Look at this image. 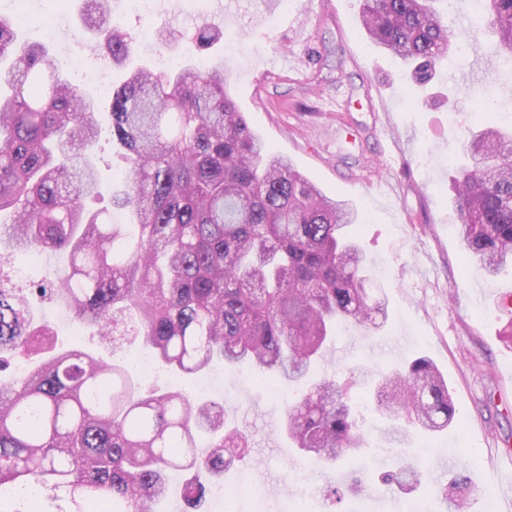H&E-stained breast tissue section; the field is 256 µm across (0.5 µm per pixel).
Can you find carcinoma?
<instances>
[{
	"label": "carcinoma",
	"instance_id": "1",
	"mask_svg": "<svg viewBox=\"0 0 512 512\" xmlns=\"http://www.w3.org/2000/svg\"><path fill=\"white\" fill-rule=\"evenodd\" d=\"M86 2L94 27L110 0ZM361 2L364 33L418 83L459 44L436 0ZM475 23L497 37L512 66V0H487ZM99 34L112 64L126 66L131 39ZM221 37L205 23L189 40L207 49ZM231 79L223 60L203 68L189 57L167 71L133 68L112 88V142L128 163L112 205L127 222L105 223L84 205L99 186L90 156L100 136L96 102L0 14V213L12 216L0 239L67 252L54 299L104 340L129 320L177 375L246 365L259 385L298 382L339 327L378 329L387 301L365 288L368 262L348 232L357 210L269 150L239 111ZM465 155L454 208L468 256L495 277L512 264V128L470 130ZM6 277L0 267V355L47 357L0 383V489L35 480L42 492L36 506L0 496V507L19 504L5 512H91L103 501L110 512H154L171 474L220 477L245 454L248 438L224 404L143 390L117 364L57 349L53 328L29 307L34 289L7 288ZM351 388L348 379H321L296 390L283 428L299 452L328 463L365 448L358 419L369 404L352 400ZM378 393L389 395L382 414L394 442L410 427L432 435L455 416L448 383L426 357L386 376ZM385 481L410 487L419 474L401 469ZM183 495L195 506L205 486L189 479ZM443 495L465 512L464 480L448 481Z\"/></svg>",
	"mask_w": 512,
	"mask_h": 512
}]
</instances>
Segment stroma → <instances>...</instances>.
Segmentation results:
<instances>
[{
    "label": "stroma",
    "mask_w": 512,
    "mask_h": 512,
    "mask_svg": "<svg viewBox=\"0 0 512 512\" xmlns=\"http://www.w3.org/2000/svg\"><path fill=\"white\" fill-rule=\"evenodd\" d=\"M208 19L223 29V42L203 50L222 57L233 73L232 94L251 128L269 147L290 158L327 196L350 200L360 222L354 236L370 258L368 288L388 300L384 326L355 328L327 345L316 378L353 379V395L375 388L383 377L414 358H430L448 380L456 419L442 433L408 432L390 442L387 424L365 412L362 428L371 453L325 465L314 463L304 491L288 475L300 460L283 434L284 411L294 390L278 383L277 395L253 386L245 371L221 370L213 397L225 400L250 448L224 474L234 491V512H251L263 492L266 512H412L425 504L442 512L441 489L449 474L467 476L468 512L499 502L497 453L512 451V344L500 332L512 319L500 298L512 293V267L495 281L468 261L451 203L468 128L490 121L486 100L512 111V69L492 49L488 33L471 27L472 0H456L452 21L465 55L450 54L429 83L406 80L398 60L363 34L357 0H208ZM200 19L189 0H168L158 16L113 9L111 27L135 40L133 65L155 67L159 54L184 58V34ZM100 194L92 209L110 211L112 191L126 168L120 148L102 135L94 149ZM40 312L64 343L113 353L134 368L141 341L120 347L72 335L70 314L54 303ZM408 465L420 482L405 494L384 484L386 472ZM338 489L341 502L327 499Z\"/></svg>",
    "instance_id": "stroma-1"
}]
</instances>
